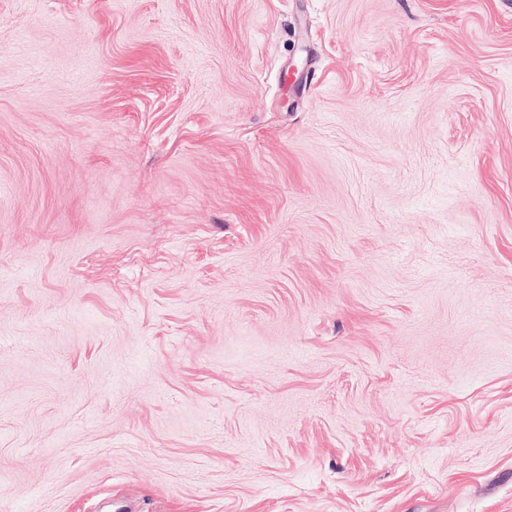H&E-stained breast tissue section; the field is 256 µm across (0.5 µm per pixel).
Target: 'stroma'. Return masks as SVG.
Listing matches in <instances>:
<instances>
[{
    "mask_svg": "<svg viewBox=\"0 0 512 512\" xmlns=\"http://www.w3.org/2000/svg\"><path fill=\"white\" fill-rule=\"evenodd\" d=\"M512 512V0H0V512Z\"/></svg>",
    "mask_w": 512,
    "mask_h": 512,
    "instance_id": "35a3bbf8",
    "label": "stroma"
}]
</instances>
